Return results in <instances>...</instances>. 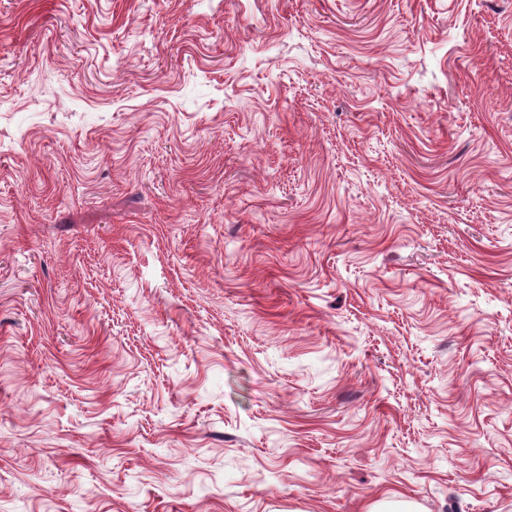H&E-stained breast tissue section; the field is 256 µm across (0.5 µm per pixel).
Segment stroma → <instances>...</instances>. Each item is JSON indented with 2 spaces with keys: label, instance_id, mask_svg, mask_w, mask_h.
<instances>
[{
  "label": "stroma",
  "instance_id": "stroma-1",
  "mask_svg": "<svg viewBox=\"0 0 512 512\" xmlns=\"http://www.w3.org/2000/svg\"><path fill=\"white\" fill-rule=\"evenodd\" d=\"M512 512V0H0V512Z\"/></svg>",
  "mask_w": 512,
  "mask_h": 512
}]
</instances>
